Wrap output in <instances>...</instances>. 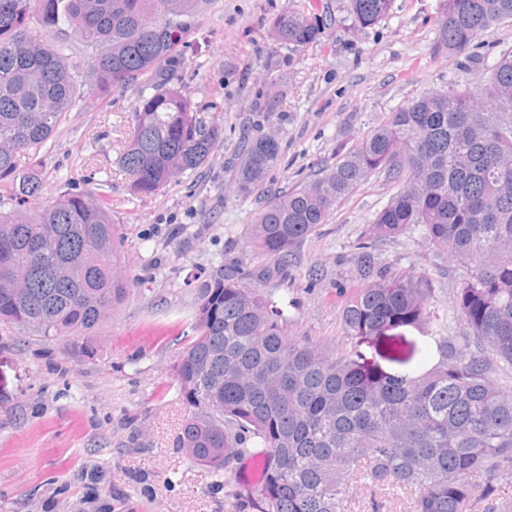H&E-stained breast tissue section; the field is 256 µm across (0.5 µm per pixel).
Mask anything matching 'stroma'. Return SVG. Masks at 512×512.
Wrapping results in <instances>:
<instances>
[{
	"mask_svg": "<svg viewBox=\"0 0 512 512\" xmlns=\"http://www.w3.org/2000/svg\"><path fill=\"white\" fill-rule=\"evenodd\" d=\"M303 2L213 0L193 20L182 86L213 105L224 145L160 192L133 194L116 165L137 89L87 95L59 125L29 206L50 204L71 183L104 195L133 286L90 336L41 341L0 330V512H258L241 462L218 474L180 444L192 410L173 368L193 336L199 285L222 260L241 257L245 228L270 194L334 165L422 92L477 77L466 56L435 48L442 0H395L379 24L335 25L298 51L272 40L267 25ZM275 82L286 94L268 111L263 96ZM262 132L278 136L281 154L265 192L246 197L239 153ZM398 189L381 176L362 182L296 250L275 291L288 337L331 353L351 346L342 311L359 286L358 247L371 240L391 270L431 282L434 319L406 331L424 348V368L439 359L435 337L464 331L456 311L464 268L418 234L373 235L375 212Z\"/></svg>",
	"mask_w": 512,
	"mask_h": 512,
	"instance_id": "1",
	"label": "stroma"
}]
</instances>
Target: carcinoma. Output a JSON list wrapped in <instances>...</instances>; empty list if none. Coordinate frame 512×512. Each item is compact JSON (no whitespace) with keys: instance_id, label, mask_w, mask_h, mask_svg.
<instances>
[{"instance_id":"1","label":"carcinoma","mask_w":512,"mask_h":512,"mask_svg":"<svg viewBox=\"0 0 512 512\" xmlns=\"http://www.w3.org/2000/svg\"><path fill=\"white\" fill-rule=\"evenodd\" d=\"M210 0H0V327L45 340L89 336L130 293L108 204L69 187L26 208L43 181L37 160L86 94L139 83L132 127L117 157L131 190L151 195L206 165L224 124L182 92L181 44ZM394 0H347L342 23L367 28ZM512 20V0H444L437 48L458 55ZM323 16L301 9L272 20V36L303 48ZM41 33L33 34L34 28ZM462 90H431L389 113L318 177L269 199L247 225L256 265L232 259L199 286L192 340L174 378L195 409L182 431L190 457L231 469L242 435L263 459L260 512H348L353 490L381 491L384 512L414 489L407 512H469L512 477V49ZM485 99L493 107L482 106ZM281 152L274 135L249 142L238 189L262 186ZM28 159L26 170L19 161ZM402 188L376 212L374 235L417 230L466 269L456 296L463 336L438 339L420 371L403 331L434 317L429 281L397 275L373 243L360 245L361 287L343 309L354 346L340 354L290 339L262 285L280 281L294 250L371 176ZM369 344L374 356L360 347Z\"/></svg>"}]
</instances>
